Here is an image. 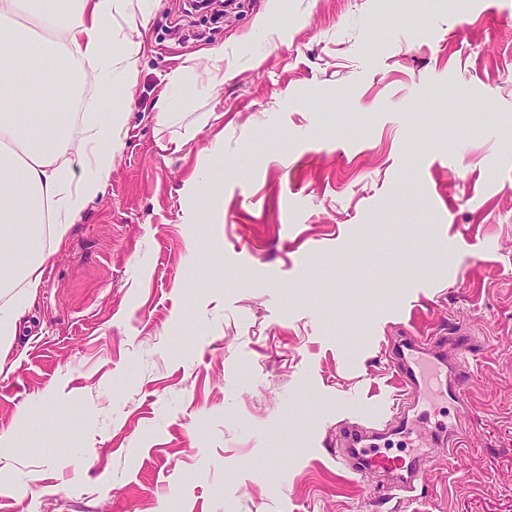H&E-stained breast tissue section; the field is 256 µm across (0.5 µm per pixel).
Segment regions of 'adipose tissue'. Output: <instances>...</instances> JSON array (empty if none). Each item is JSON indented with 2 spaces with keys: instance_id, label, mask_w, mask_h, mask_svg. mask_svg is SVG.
I'll return each instance as SVG.
<instances>
[{
  "instance_id": "adipose-tissue-1",
  "label": "adipose tissue",
  "mask_w": 512,
  "mask_h": 512,
  "mask_svg": "<svg viewBox=\"0 0 512 512\" xmlns=\"http://www.w3.org/2000/svg\"><path fill=\"white\" fill-rule=\"evenodd\" d=\"M131 0H0V346L14 336L45 265L72 224L104 195L124 147L126 111L146 50ZM95 83L79 125L47 118L58 84Z\"/></svg>"
}]
</instances>
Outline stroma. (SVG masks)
<instances>
[{"mask_svg": "<svg viewBox=\"0 0 512 512\" xmlns=\"http://www.w3.org/2000/svg\"><path fill=\"white\" fill-rule=\"evenodd\" d=\"M184 3L155 0L112 181L0 357V512H512V0ZM449 326L467 446L412 434L419 495L382 502L336 433L390 409L391 336ZM196 74L192 66H180L168 75V84L160 99L159 115L164 121H171L178 112H164L173 100L180 98L195 83Z\"/></svg>", "mask_w": 512, "mask_h": 512, "instance_id": "stroma-1", "label": "stroma"}]
</instances>
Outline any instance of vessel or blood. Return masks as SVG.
Returning <instances> with one entry per match:
<instances>
[{
    "instance_id": "vessel-or-blood-1",
    "label": "vessel or blood",
    "mask_w": 512,
    "mask_h": 512,
    "mask_svg": "<svg viewBox=\"0 0 512 512\" xmlns=\"http://www.w3.org/2000/svg\"><path fill=\"white\" fill-rule=\"evenodd\" d=\"M469 351L470 335L461 330L448 336H420L411 331L397 336L389 358L402 397L390 414L358 418L341 429L336 441L337 463L355 474L378 476L376 490L383 500H392L401 492H417L428 467V456L417 453L390 455L375 451L374 446L392 435H409L414 424L412 412L418 407L426 383L422 363L441 369L443 399L455 408H462L466 391L460 367ZM434 434L438 446L455 449L461 447L466 430L458 424L439 423Z\"/></svg>"
}]
</instances>
